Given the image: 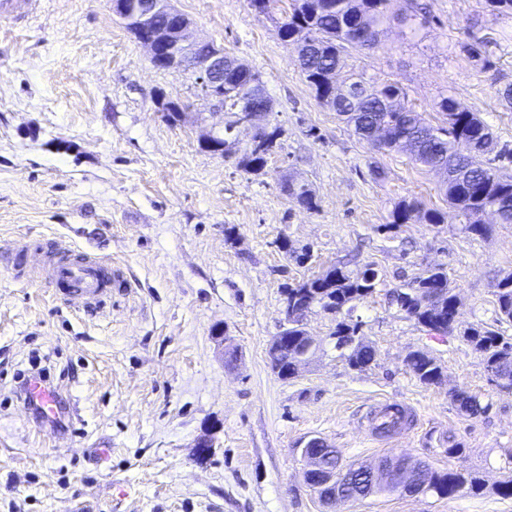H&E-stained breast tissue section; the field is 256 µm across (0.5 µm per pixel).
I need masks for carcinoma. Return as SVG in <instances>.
Listing matches in <instances>:
<instances>
[{"instance_id":"carcinoma-1","label":"carcinoma","mask_w":512,"mask_h":512,"mask_svg":"<svg viewBox=\"0 0 512 512\" xmlns=\"http://www.w3.org/2000/svg\"><path fill=\"white\" fill-rule=\"evenodd\" d=\"M389 0H290L289 11L278 22L280 38L294 41H316L321 56L298 61V66L306 81L314 89L319 102L329 110L346 117L354 126L355 132L363 139L371 137V131L379 126L392 127L395 140L386 148L409 154L418 165L432 170H440L446 175L443 184L448 204L464 218V230L473 236L483 237L489 228L479 219V212L486 207H496L501 212L500 223L512 224V177H504L493 166V159L507 157L512 160V150L498 149L489 127L478 113L469 109H459L456 100L444 97L438 103V110L445 115V125L433 126L421 117L413 107L403 103L405 95L392 84L381 85L380 96L362 98L354 89L365 84L363 78L352 80L353 88L347 96L334 95L322 81L323 72L340 61L341 53L347 49H368L370 40L359 41L355 34L344 27L348 16L356 15L379 25L388 20ZM258 76L249 68L232 72L224 79V108L237 106L241 90L247 81ZM283 134L276 126L262 134L260 144L249 148L239 157L238 165L244 171L255 175L264 172L268 156L277 146ZM495 158H490V155ZM284 190L307 210H315L318 204L315 195L303 186L292 184ZM393 223L407 224L420 221L424 224H441L445 220L442 212L425 209L415 201L402 200L392 212ZM378 272L373 267L365 268V274L354 277L342 266L333 265L326 271L297 283L282 286V293L297 297L299 302L311 300L329 312L346 310L351 312L354 303L364 300L375 290ZM391 302L397 304L419 323L434 332H452L458 315L457 302L448 287V272L439 267L424 276L416 278L407 290H396L391 294ZM497 322L512 325V274L503 277L496 294ZM305 313L295 315L288 326V348L276 365L278 374L293 369L298 355L305 344L303 319ZM358 324L341 321L336 324L332 336L335 347L347 349L346 359L353 367H364L374 359V351L355 342ZM465 339L480 352L485 370L492 377L502 378L512 383V337L504 335V330L478 325L469 329ZM408 366L420 382L430 384L441 377V366L423 352L409 354ZM461 410L475 415L481 411L476 398L460 391L454 395ZM326 462L336 471L352 475L346 487V494L356 500L375 493L403 492L397 482L372 483L371 479L356 472L353 465H342L336 449L324 453ZM412 470L419 477L422 491L432 492L440 497L453 496L463 488L477 490L480 480L470 473L458 470L431 471L425 465L409 461Z\"/></svg>"}]
</instances>
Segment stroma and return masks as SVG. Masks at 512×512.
<instances>
[{"instance_id": "obj_1", "label": "stroma", "mask_w": 512, "mask_h": 512, "mask_svg": "<svg viewBox=\"0 0 512 512\" xmlns=\"http://www.w3.org/2000/svg\"><path fill=\"white\" fill-rule=\"evenodd\" d=\"M422 2L430 24L387 25L371 49L344 53L341 76L398 85L434 125L438 102L454 97L512 147L501 96L512 86V14L491 16L486 0ZM173 3L194 36L259 73L283 130L264 174L202 149L200 125L164 116L170 99L217 120L193 78L153 67L110 0H39L22 22L0 18V512H512L497 493L512 479V385L492 381L464 338L495 322L512 224L488 214L487 236L465 233L440 174L360 139L322 106L276 31L287 0L269 18L249 0ZM486 35V61L462 51ZM289 180L312 190L317 210L282 191ZM404 199L444 223L393 225ZM46 236L111 258L121 287L79 312L54 284L6 264L17 244ZM306 247L314 258L302 266L292 255ZM334 264L378 271L352 312L375 359L350 367L332 336L337 315L316 307L304 327L318 354L280 378L266 351L283 324L281 286ZM439 265L458 301L446 335L388 299ZM221 329L237 351L230 364ZM414 351L440 364L437 383L411 372ZM35 368L78 411L64 432L17 398ZM458 391L481 412H461ZM383 400L412 405L415 427L369 437L363 422ZM207 434L214 450L201 460L193 445ZM314 436L348 462L407 455L475 474L483 489L329 505L303 477L300 449Z\"/></svg>"}]
</instances>
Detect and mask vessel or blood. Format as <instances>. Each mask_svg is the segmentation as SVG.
I'll return each instance as SVG.
<instances>
[{
	"label": "vessel or blood",
	"instance_id": "b4317fda",
	"mask_svg": "<svg viewBox=\"0 0 512 512\" xmlns=\"http://www.w3.org/2000/svg\"><path fill=\"white\" fill-rule=\"evenodd\" d=\"M39 250L44 259L43 275L61 289L74 308L82 309L96 304L111 291L114 281L111 262L83 254L71 243L58 238L44 239ZM22 394L25 402L38 406L42 420L56 419L63 397L59 390L45 386L40 373L28 375L22 386ZM413 414V409L409 407L395 408L384 404L367 419L365 429L371 434L384 425L399 429Z\"/></svg>",
	"mask_w": 512,
	"mask_h": 512
}]
</instances>
